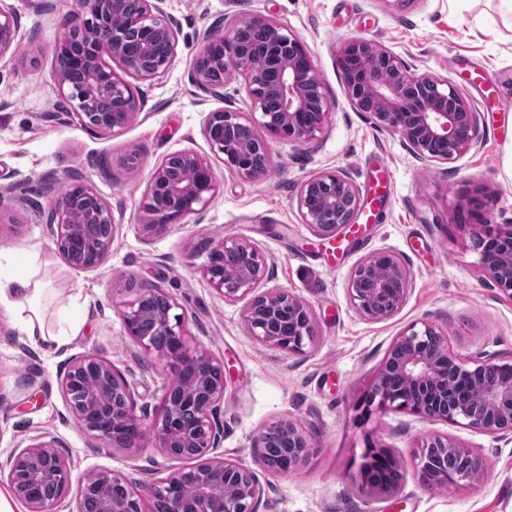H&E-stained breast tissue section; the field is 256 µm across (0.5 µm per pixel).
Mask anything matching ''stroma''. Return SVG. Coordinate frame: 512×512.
<instances>
[{"label": "stroma", "instance_id": "obj_1", "mask_svg": "<svg viewBox=\"0 0 512 512\" xmlns=\"http://www.w3.org/2000/svg\"><path fill=\"white\" fill-rule=\"evenodd\" d=\"M6 2L16 14L20 48L0 58V207L11 219L0 227V270L35 259L52 292L48 322L68 309L75 334L48 351L0 309V459L40 436L69 458L76 480L116 471L143 491L178 468L148 439L131 450L96 446L59 385L71 357L96 354L123 374L138 411L153 423L171 375L127 336L119 310L136 289L157 286L176 298L195 344L224 363V440L212 454L253 468L263 490L259 512H512V441L406 410L365 416L355 407L392 340L413 322L438 327L464 360L512 362V299L485 276L457 226L459 206L479 188L491 197L485 218L512 224V127H499L484 97L490 86L512 96V28L499 0H163L176 25L177 56L157 77L139 81L143 113L120 134L96 137L65 108L54 79L59 21L78 10L79 0H52L48 11L41 0ZM253 16L276 20L304 41L330 101L317 140L271 138L272 167L259 180L230 174L212 155L202 124L222 102L192 78L203 32ZM351 37L398 54L413 72L456 83L479 116L480 145L452 161H422L399 134L357 112L337 64L340 44ZM181 151L209 157L220 192L204 218L191 214L167 234L147 236L140 203L150 172ZM131 153L140 154V166L122 165ZM376 157L391 173L383 219L363 225L361 243L336 252L302 223L297 191L318 171L342 169L362 202H370L366 169ZM66 172L111 204L118 226L105 262L85 271L58 255L45 225L60 188L56 178ZM224 235L246 239L266 258L269 276L259 291L285 290L308 305L315 337L304 354L256 342L242 319L246 300L224 301L198 272L191 249ZM380 250L401 258L413 290L399 312L374 323L352 309L346 279ZM282 418L313 443L307 463L285 476L257 467L253 449L255 437ZM432 436L450 437L481 458L475 483L434 490L417 483L415 453ZM372 446L388 449L401 467L393 495L361 486L357 471Z\"/></svg>", "mask_w": 512, "mask_h": 512}]
</instances>
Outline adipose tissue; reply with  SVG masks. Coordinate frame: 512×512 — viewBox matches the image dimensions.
<instances>
[{
	"label": "adipose tissue",
	"mask_w": 512,
	"mask_h": 512,
	"mask_svg": "<svg viewBox=\"0 0 512 512\" xmlns=\"http://www.w3.org/2000/svg\"><path fill=\"white\" fill-rule=\"evenodd\" d=\"M38 274L32 265L21 276L0 275V307L17 317L21 333L32 342L45 348L60 346L66 342L68 332L48 327L42 307L46 290Z\"/></svg>",
	"instance_id": "obj_1"
}]
</instances>
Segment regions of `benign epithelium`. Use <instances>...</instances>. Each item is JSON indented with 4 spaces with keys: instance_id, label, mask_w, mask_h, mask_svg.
I'll list each match as a JSON object with an SVG mask.
<instances>
[{
    "instance_id": "1",
    "label": "benign epithelium",
    "mask_w": 512,
    "mask_h": 512,
    "mask_svg": "<svg viewBox=\"0 0 512 512\" xmlns=\"http://www.w3.org/2000/svg\"><path fill=\"white\" fill-rule=\"evenodd\" d=\"M162 0H81V11L61 22L63 37L55 45L56 57L67 59L73 69L84 73V84L74 83L65 69L57 67L54 78L63 101L69 103L84 128L96 136L123 131L142 111L144 100L135 82L157 76L177 55L174 21L165 14ZM247 23L266 31V59L275 75L267 83L255 71L251 51L237 38L242 21L235 20L224 30L208 29L195 57L193 78L206 93L224 99V107L208 113L202 132L211 151L222 155L224 167L238 177L257 180L266 175L271 150L266 135L306 144L322 133L328 118V101L323 81L303 41L285 26L254 16ZM93 26L96 39L76 42L75 34ZM17 18L13 9L0 0V58L15 53ZM167 54L146 70L139 56L150 55L158 45ZM119 65L116 72L110 62ZM338 66L348 74L344 92L353 107L367 114L374 124L400 134L407 148L424 161L454 160L481 143L478 113L472 111L459 88L446 77L434 73L410 72L393 52L373 42L353 37L339 48ZM244 79L251 101L248 112L224 98V82L214 79L215 71ZM193 172L190 181L173 182L165 157L153 169L142 198L144 231L148 236L168 232L190 215L202 221L204 213L220 190L214 169L205 156L192 151L176 153ZM60 182L69 186L57 192L48 206L46 226L57 253L66 256L67 244L85 242L91 249L89 261L75 269L100 265L109 255L116 224L112 206L88 185L68 174ZM96 197L97 206L84 221L74 220L76 205L83 196ZM303 221L320 237H333L356 219L361 209L360 193L348 173L319 171L300 186L295 199ZM479 265L495 286L512 298V224H462ZM193 254L203 257V277L224 300L234 302L250 297L243 320L250 335L260 344L286 354L305 353L313 341V318L308 306L285 290L256 293L267 277L264 256L250 242L238 237L209 238L204 248ZM412 276L391 251L375 252L351 271L347 295L351 307L363 318L380 322L391 318L405 305L412 290ZM163 293L158 287L138 289L137 298L122 303L120 316L124 330L147 356L173 372L164 386L159 418L152 425L155 448L166 458L185 462L163 481L169 489L163 512H186L177 488L186 481L196 487L194 512H258L262 496L254 471L231 458L209 456L224 439L220 423L224 404V363L192 346L185 317L176 313L179 304L168 296L167 312L155 317V328L166 337L160 345L141 330L143 314L138 298ZM404 382L401 391L388 386L392 372ZM193 384L184 385V376ZM463 377L479 390L485 410L474 411L456 400L453 377ZM89 385L87 405L70 403L79 423L94 439L117 448H138L146 432L144 420L136 412L133 392L112 363L92 353L73 357L60 379L66 399L73 388ZM364 412L372 409H402L422 418L481 429L512 439V364L487 358L466 362L448 345L447 337L435 326L412 323L394 338L382 360L370 389L359 403ZM268 429L282 431L309 451L310 438L290 419H279ZM266 432L254 441L255 462L263 469L286 475L292 467L275 468L263 448ZM53 447L37 437L18 452L0 462L14 495L29 512H55L57 504L71 491V467L65 455H48ZM472 454L455 440L435 436L422 442L417 454L415 475L425 489L448 484V478L434 480L431 450ZM230 483L240 486L234 496L224 494ZM100 494L99 512H146L143 500L130 479L119 472L106 471L81 478L76 489V512H82L83 497Z\"/></svg>"
}]
</instances>
